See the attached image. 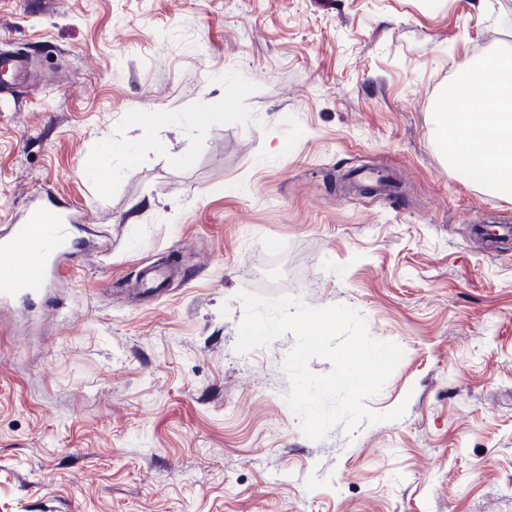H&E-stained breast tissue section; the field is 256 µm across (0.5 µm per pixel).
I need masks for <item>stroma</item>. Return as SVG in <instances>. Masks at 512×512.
<instances>
[{"mask_svg": "<svg viewBox=\"0 0 512 512\" xmlns=\"http://www.w3.org/2000/svg\"><path fill=\"white\" fill-rule=\"evenodd\" d=\"M1 49L41 88L0 100V230L48 189L88 223L0 302V512H512V245L473 235L512 198L432 122L512 0H0ZM354 168L404 189L347 195ZM146 264L175 275L131 298ZM242 291L359 310L404 351L366 405L403 416L309 440L293 335L235 350Z\"/></svg>", "mask_w": 512, "mask_h": 512, "instance_id": "obj_1", "label": "stroma"}]
</instances>
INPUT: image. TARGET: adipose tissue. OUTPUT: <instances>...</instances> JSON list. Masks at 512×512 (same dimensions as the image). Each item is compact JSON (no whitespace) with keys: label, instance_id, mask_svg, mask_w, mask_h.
<instances>
[{"label":"adipose tissue","instance_id":"ef3b65f1","mask_svg":"<svg viewBox=\"0 0 512 512\" xmlns=\"http://www.w3.org/2000/svg\"><path fill=\"white\" fill-rule=\"evenodd\" d=\"M433 121L449 168L512 197L511 52L460 64Z\"/></svg>","mask_w":512,"mask_h":512}]
</instances>
